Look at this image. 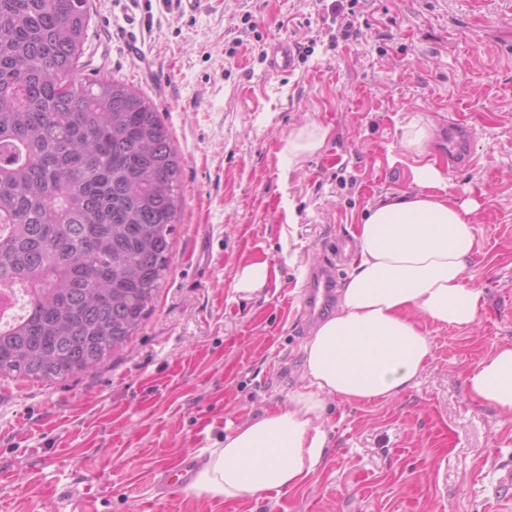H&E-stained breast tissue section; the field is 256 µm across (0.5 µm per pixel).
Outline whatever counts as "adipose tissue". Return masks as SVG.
<instances>
[{
	"label": "adipose tissue",
	"mask_w": 512,
	"mask_h": 512,
	"mask_svg": "<svg viewBox=\"0 0 512 512\" xmlns=\"http://www.w3.org/2000/svg\"><path fill=\"white\" fill-rule=\"evenodd\" d=\"M415 192L387 197L360 224L353 271L336 311L302 347L303 383L286 406L226 434L199 466L195 491L230 502L294 489L321 465L327 403L398 396L432 352L424 323L473 325L482 293L465 277L476 251L473 201L454 200L440 171L414 167ZM473 398L512 415V344L467 374Z\"/></svg>",
	"instance_id": "ef3b65f1"
}]
</instances>
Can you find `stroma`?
I'll return each instance as SVG.
<instances>
[{
  "mask_svg": "<svg viewBox=\"0 0 512 512\" xmlns=\"http://www.w3.org/2000/svg\"><path fill=\"white\" fill-rule=\"evenodd\" d=\"M79 83L94 74L154 103L181 157L170 270L138 334L104 363L43 383L0 374V512H512L492 497L512 463V416L474 399L467 373L512 344V0H360L330 41L333 0H90ZM141 21L138 52L126 35ZM354 22L357 36L341 31ZM276 38L307 47L271 72ZM431 128L425 158L404 127ZM330 135L289 162L297 128ZM470 131L472 167L448 158V126ZM432 162L453 199L476 201L465 275L476 324H426L432 354L397 397L330 401L321 468L294 490L224 502L169 500L153 470L286 405L302 383L300 287L336 236L356 234ZM266 263V286L236 290Z\"/></svg>",
  "mask_w": 512,
  "mask_h": 512,
  "instance_id": "35a3bbf8",
  "label": "stroma"
}]
</instances>
